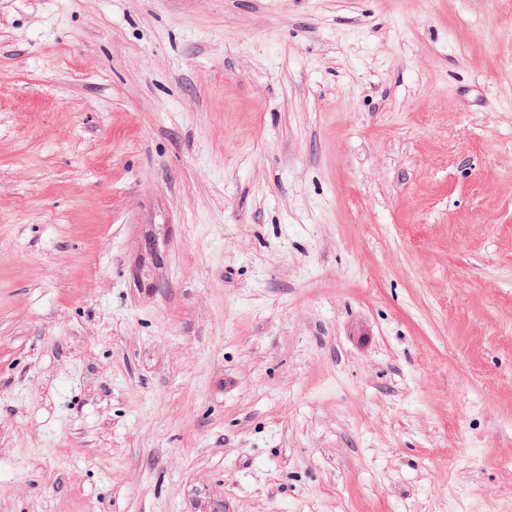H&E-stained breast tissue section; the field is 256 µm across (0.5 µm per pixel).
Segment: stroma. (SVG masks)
Here are the masks:
<instances>
[{
  "label": "stroma",
  "instance_id": "stroma-1",
  "mask_svg": "<svg viewBox=\"0 0 512 512\" xmlns=\"http://www.w3.org/2000/svg\"><path fill=\"white\" fill-rule=\"evenodd\" d=\"M0 512H512V0H0Z\"/></svg>",
  "mask_w": 512,
  "mask_h": 512
}]
</instances>
